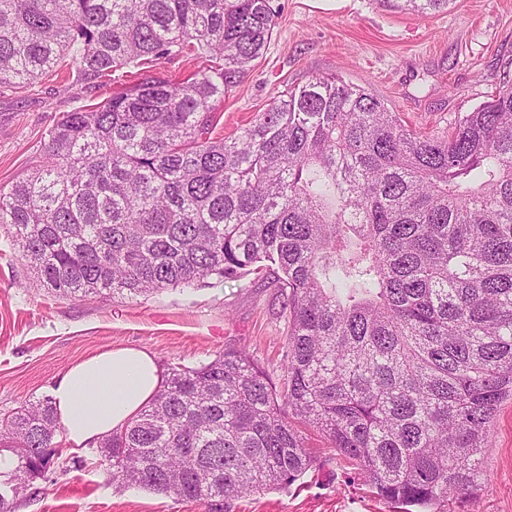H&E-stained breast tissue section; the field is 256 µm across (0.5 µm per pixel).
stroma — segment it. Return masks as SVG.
Instances as JSON below:
<instances>
[{
	"label": "stroma",
	"mask_w": 512,
	"mask_h": 512,
	"mask_svg": "<svg viewBox=\"0 0 512 512\" xmlns=\"http://www.w3.org/2000/svg\"><path fill=\"white\" fill-rule=\"evenodd\" d=\"M276 27L254 71L220 104L216 133L231 137L287 85L337 74L371 88L409 127L446 130L458 115L512 85V0H455L416 16L378 0H273ZM109 94L100 80L62 72L24 89L0 87V188L42 160L46 131L63 112ZM281 300L253 276L204 288L167 290L138 301L70 300L37 285L0 227V417L50 395L71 364L112 347L152 352L161 367L195 366L217 352L245 350L280 376L286 350ZM311 467L291 486L234 500L229 512H397L334 449L305 431ZM59 464L36 480V496L15 512H207L113 482L85 448L54 440ZM488 482L447 512H512V399L501 403L486 441Z\"/></svg>",
	"instance_id": "1"
}]
</instances>
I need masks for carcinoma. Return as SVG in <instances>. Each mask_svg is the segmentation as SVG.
<instances>
[{"instance_id":"carcinoma-1","label":"carcinoma","mask_w":512,"mask_h":512,"mask_svg":"<svg viewBox=\"0 0 512 512\" xmlns=\"http://www.w3.org/2000/svg\"><path fill=\"white\" fill-rule=\"evenodd\" d=\"M421 16L455 0H380ZM272 0H0V87L204 55L48 129L0 189V224L41 286L149 297L256 275L282 299L280 381L244 350L168 369L94 453L112 481L209 507L292 485L320 434L400 512H440L488 481L512 397V86L423 134L369 88L287 86L235 137L217 111L263 57ZM51 398L7 416L0 512L57 463Z\"/></svg>"}]
</instances>
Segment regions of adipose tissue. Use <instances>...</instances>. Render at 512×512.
Wrapping results in <instances>:
<instances>
[{
	"label": "adipose tissue",
	"mask_w": 512,
	"mask_h": 512,
	"mask_svg": "<svg viewBox=\"0 0 512 512\" xmlns=\"http://www.w3.org/2000/svg\"><path fill=\"white\" fill-rule=\"evenodd\" d=\"M161 381L155 355L144 349L110 348L75 362L52 389L68 442L84 447L121 430Z\"/></svg>",
	"instance_id": "obj_1"
}]
</instances>
